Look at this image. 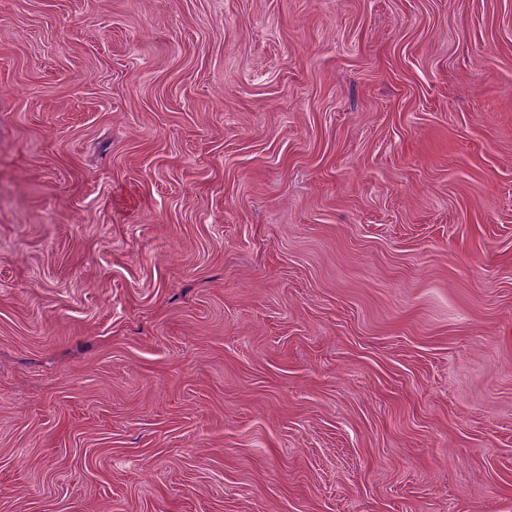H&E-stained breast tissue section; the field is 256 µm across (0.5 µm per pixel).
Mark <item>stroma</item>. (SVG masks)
<instances>
[{
    "mask_svg": "<svg viewBox=\"0 0 512 512\" xmlns=\"http://www.w3.org/2000/svg\"><path fill=\"white\" fill-rule=\"evenodd\" d=\"M0 512H512V0H0Z\"/></svg>",
    "mask_w": 512,
    "mask_h": 512,
    "instance_id": "35a3bbf8",
    "label": "stroma"
}]
</instances>
